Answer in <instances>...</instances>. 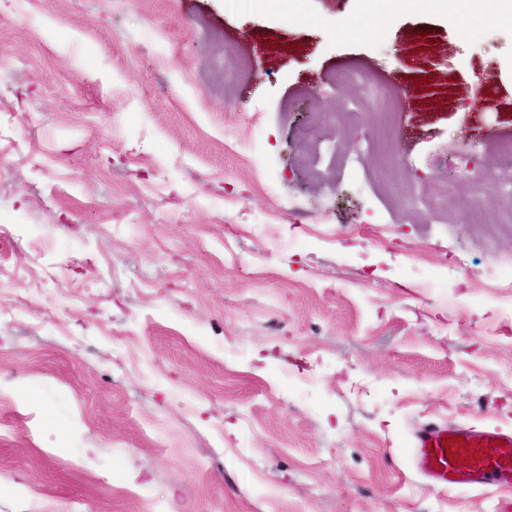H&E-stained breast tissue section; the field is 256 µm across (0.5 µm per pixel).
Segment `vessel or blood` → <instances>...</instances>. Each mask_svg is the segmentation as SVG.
<instances>
[{
  "instance_id": "1",
  "label": "vessel or blood",
  "mask_w": 512,
  "mask_h": 512,
  "mask_svg": "<svg viewBox=\"0 0 512 512\" xmlns=\"http://www.w3.org/2000/svg\"><path fill=\"white\" fill-rule=\"evenodd\" d=\"M456 443L446 453L447 440ZM414 469L430 489L512 488V431L455 423L421 424L410 440Z\"/></svg>"
}]
</instances>
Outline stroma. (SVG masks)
<instances>
[{
    "mask_svg": "<svg viewBox=\"0 0 512 512\" xmlns=\"http://www.w3.org/2000/svg\"><path fill=\"white\" fill-rule=\"evenodd\" d=\"M462 19L0 0V512H512L409 459L512 430V224L460 208L512 203V20Z\"/></svg>",
    "mask_w": 512,
    "mask_h": 512,
    "instance_id": "35a3bbf8",
    "label": "stroma"
}]
</instances>
